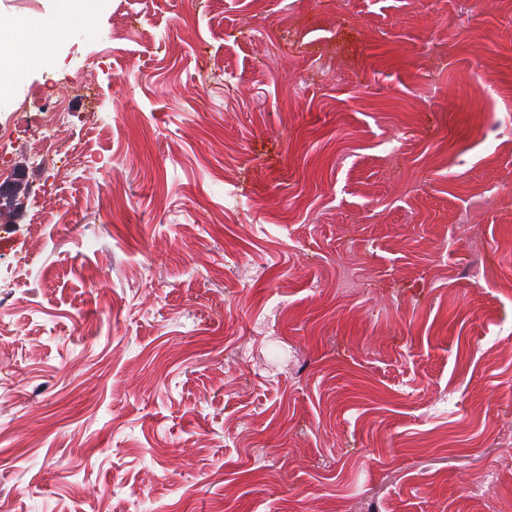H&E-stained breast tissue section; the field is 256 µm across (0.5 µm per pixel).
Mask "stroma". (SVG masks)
<instances>
[{
	"mask_svg": "<svg viewBox=\"0 0 512 512\" xmlns=\"http://www.w3.org/2000/svg\"><path fill=\"white\" fill-rule=\"evenodd\" d=\"M94 3L51 40L54 0H0L42 53L0 94L8 512L512 500L488 472L512 448V0ZM116 10L138 24L112 42ZM329 50L347 82L315 74ZM43 83L62 179L12 110Z\"/></svg>",
	"mask_w": 512,
	"mask_h": 512,
	"instance_id": "35a3bbf8",
	"label": "stroma"
}]
</instances>
